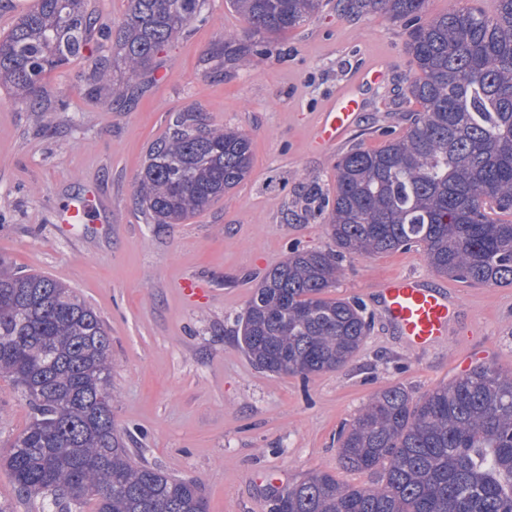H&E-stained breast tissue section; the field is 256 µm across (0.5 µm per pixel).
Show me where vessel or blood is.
<instances>
[{"label":"vessel or blood","instance_id":"obj_1","mask_svg":"<svg viewBox=\"0 0 512 512\" xmlns=\"http://www.w3.org/2000/svg\"><path fill=\"white\" fill-rule=\"evenodd\" d=\"M362 108L356 95L340 97L322 112L315 137L325 148L341 139L354 125ZM377 301L385 316L410 342L424 345L448 333L458 311L455 296L427 284L425 278L392 274L377 285Z\"/></svg>","mask_w":512,"mask_h":512}]
</instances>
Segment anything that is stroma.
<instances>
[{"instance_id":"1","label":"stroma","mask_w":512,"mask_h":512,"mask_svg":"<svg viewBox=\"0 0 512 512\" xmlns=\"http://www.w3.org/2000/svg\"><path fill=\"white\" fill-rule=\"evenodd\" d=\"M325 0L273 52L225 66V37L243 19L207 0L194 24L151 62L132 98L103 104L87 95L89 63L48 73L63 112H26L0 86V255L62 282L97 311L112 336V416L143 460L199 482L208 512H268L273 495L322 471L343 484L375 486L376 475L341 467L337 433L378 390L414 395L484 364L512 373V285L464 284L433 272L413 247L347 258L330 298L362 300L370 332L350 364L305 378L256 368L236 342L237 319L264 272L292 248H329L322 199L336 193V159L353 146L403 134L419 104L403 90L411 70L405 27L383 14H351ZM128 0H89L99 28H117ZM92 33L94 54L110 45ZM384 73L367 83L369 70ZM361 96L354 127L319 149L314 130L340 94ZM182 112L253 140L248 176L179 224H150L134 204L150 145ZM96 195L95 222L67 226L68 201ZM426 278L454 294L461 311L447 336L418 346L375 304L385 275ZM198 277L206 297L180 282ZM29 420L26 402L0 387V453Z\"/></svg>"}]
</instances>
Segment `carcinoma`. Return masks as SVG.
<instances>
[{
	"label": "carcinoma",
	"instance_id": "obj_1",
	"mask_svg": "<svg viewBox=\"0 0 512 512\" xmlns=\"http://www.w3.org/2000/svg\"><path fill=\"white\" fill-rule=\"evenodd\" d=\"M247 25L224 43L229 60L272 54L271 39L312 18L321 0H227ZM428 0H351L407 27L420 105L405 133L381 135L336 162L327 234L333 248H294L254 289L237 342L273 374L335 371L359 353L369 323L358 302L328 299L340 259L420 247L453 280L512 284V0L496 16L427 15ZM206 0H128L118 29H104L125 65L89 58L87 91L121 96L153 58L196 22ZM86 0H36L0 37V82L28 112H61L49 72L84 56L93 31ZM252 139L184 115L146 156L136 193L148 224H178L238 185ZM0 382L21 392L29 422L0 463L19 496L42 512H207L198 483L138 462L112 419V339L97 312L64 284L0 256ZM343 468L371 471L377 486L343 485L313 472L277 495L284 512H512V375L478 365L420 396L401 384L370 399L337 436Z\"/></svg>",
	"mask_w": 512,
	"mask_h": 512
}]
</instances>
